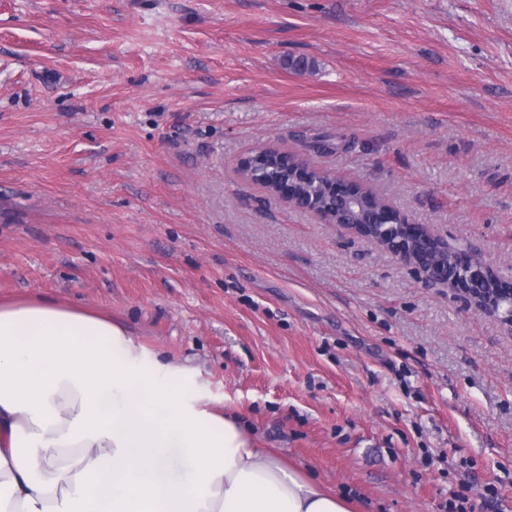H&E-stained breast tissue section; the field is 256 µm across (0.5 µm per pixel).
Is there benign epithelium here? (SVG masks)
Instances as JSON below:
<instances>
[{
  "instance_id": "obj_1",
  "label": "benign epithelium",
  "mask_w": 512,
  "mask_h": 512,
  "mask_svg": "<svg viewBox=\"0 0 512 512\" xmlns=\"http://www.w3.org/2000/svg\"><path fill=\"white\" fill-rule=\"evenodd\" d=\"M308 182L307 175L298 171L294 178L281 182L273 192L274 197L281 199L299 209L313 212L319 216L328 210L317 192L308 190L297 193L300 184ZM335 201L332 213L327 218L329 224H339L364 235V226H380L383 233L398 225L405 226V235L385 246V249L404 263L412 266L421 281L425 284H446L477 311L497 319L501 324L512 329V280L497 274L467 247L453 246L447 240L431 233L422 241L419 253H413V237L424 229L421 224H410L397 212L384 203L369 211L362 210L359 198L350 181L337 180L329 190ZM451 250L454 253L453 265L441 258V251ZM501 280L503 288L501 297L496 301L481 303L476 295V286L488 280Z\"/></svg>"
}]
</instances>
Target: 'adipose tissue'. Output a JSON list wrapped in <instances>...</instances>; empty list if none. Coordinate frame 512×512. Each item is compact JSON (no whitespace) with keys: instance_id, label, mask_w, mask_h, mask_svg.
<instances>
[{"instance_id":"ef3b65f1","label":"adipose tissue","mask_w":512,"mask_h":512,"mask_svg":"<svg viewBox=\"0 0 512 512\" xmlns=\"http://www.w3.org/2000/svg\"><path fill=\"white\" fill-rule=\"evenodd\" d=\"M0 512H352L120 321L0 302Z\"/></svg>"}]
</instances>
